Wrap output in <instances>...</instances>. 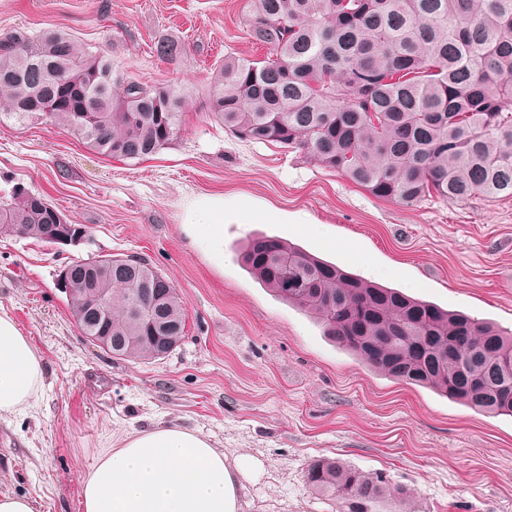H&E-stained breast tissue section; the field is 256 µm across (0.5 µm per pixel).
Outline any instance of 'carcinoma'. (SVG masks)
<instances>
[{
  "label": "carcinoma",
  "instance_id": "1",
  "mask_svg": "<svg viewBox=\"0 0 512 512\" xmlns=\"http://www.w3.org/2000/svg\"><path fill=\"white\" fill-rule=\"evenodd\" d=\"M246 34L260 59L228 54L213 68L208 112L234 137L298 149L373 197L415 205L512 198V0H249ZM154 52L182 53L162 38ZM186 95L124 76L115 59L71 35L18 33L0 41V119L46 120L96 153L145 160L183 123ZM44 198L12 187L0 228L48 243ZM243 267L281 300L315 316L342 349L407 384L486 414L512 416V332L369 284L272 237L251 239ZM71 287L112 289V353L154 360L131 315L128 284L158 270L138 255H99ZM178 343L187 318L176 288L157 313ZM470 348L455 349L458 336ZM336 512H380L408 491L339 460L306 474Z\"/></svg>",
  "mask_w": 512,
  "mask_h": 512
}]
</instances>
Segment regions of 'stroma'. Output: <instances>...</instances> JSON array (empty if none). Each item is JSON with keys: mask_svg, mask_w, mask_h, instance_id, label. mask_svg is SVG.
<instances>
[{"mask_svg": "<svg viewBox=\"0 0 512 512\" xmlns=\"http://www.w3.org/2000/svg\"><path fill=\"white\" fill-rule=\"evenodd\" d=\"M247 0H0V38L58 29L117 54L125 74L186 90V123L151 159L104 157L48 122H0V194L21 184L72 223L76 246L0 234V313L43 366L37 404L0 416V493L36 512H83L81 478L123 436L178 424L258 460L242 512H336L305 481L339 458L408 489L413 512H512V417L482 414L372 370L241 265L268 236L358 277L512 330V198L382 201L303 153L235 139L206 108L225 54L264 57ZM178 38L176 59L153 53ZM224 197V254L184 223ZM258 214L241 224L236 213ZM137 254L177 289L187 334L157 361L112 358L80 332L55 287L70 260Z\"/></svg>", "mask_w": 512, "mask_h": 512, "instance_id": "stroma-1", "label": "stroma"}]
</instances>
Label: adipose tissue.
<instances>
[{
    "mask_svg": "<svg viewBox=\"0 0 512 512\" xmlns=\"http://www.w3.org/2000/svg\"><path fill=\"white\" fill-rule=\"evenodd\" d=\"M224 251V198L194 199L184 215ZM41 361L9 315L0 314V415L30 407ZM261 471L248 456L229 457L193 430L167 425L140 432L99 457L84 475L83 512H238L242 481Z\"/></svg>",
    "mask_w": 512,
    "mask_h": 512,
    "instance_id": "adipose-tissue-1",
    "label": "adipose tissue"
}]
</instances>
